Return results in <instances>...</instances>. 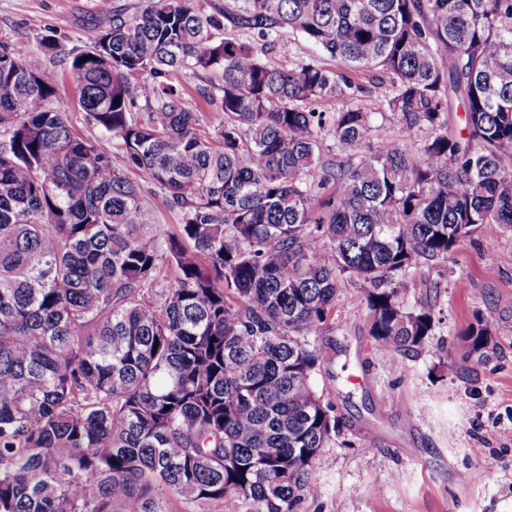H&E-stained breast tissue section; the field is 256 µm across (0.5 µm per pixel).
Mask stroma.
I'll return each instance as SVG.
<instances>
[{
  "mask_svg": "<svg viewBox=\"0 0 512 512\" xmlns=\"http://www.w3.org/2000/svg\"><path fill=\"white\" fill-rule=\"evenodd\" d=\"M106 0H0V37L36 51L52 37L64 51L88 44ZM55 105L75 133L111 154L88 123L78 85L54 62ZM217 72L179 76L186 107L204 130L223 114L200 95ZM409 305L432 310L435 330L418 352L393 363L368 333L365 290L345 282L318 345L326 361L314 383L334 406L336 435L312 469L314 495L297 512H512V230L486 257L482 232L462 238L446 263L413 270ZM486 321L480 350L466 336Z\"/></svg>",
  "mask_w": 512,
  "mask_h": 512,
  "instance_id": "1",
  "label": "stroma"
}]
</instances>
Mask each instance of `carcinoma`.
<instances>
[{
  "mask_svg": "<svg viewBox=\"0 0 512 512\" xmlns=\"http://www.w3.org/2000/svg\"><path fill=\"white\" fill-rule=\"evenodd\" d=\"M245 34L317 55L276 65ZM42 46L0 38V512H295L336 432L313 376L342 282L397 363L435 329L412 270L512 229V0L104 8L63 61L121 167L55 106ZM186 71L222 74L212 133ZM129 176L142 184L143 201L145 205L158 216L159 222L162 224L161 230H166L169 224L178 223L177 214L168 209L165 196L158 189L141 181L140 178L133 173H129ZM165 512H228L221 501H188L169 497L164 503Z\"/></svg>",
  "mask_w": 512,
  "mask_h": 512,
  "instance_id": "cac0c4a2",
  "label": "carcinoma"
}]
</instances>
